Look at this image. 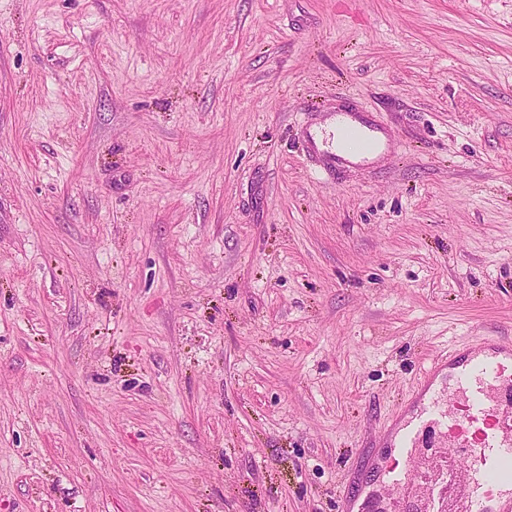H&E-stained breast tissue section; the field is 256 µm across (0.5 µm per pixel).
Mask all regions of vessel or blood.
Wrapping results in <instances>:
<instances>
[{
  "instance_id": "obj_1",
  "label": "vessel or blood",
  "mask_w": 512,
  "mask_h": 512,
  "mask_svg": "<svg viewBox=\"0 0 512 512\" xmlns=\"http://www.w3.org/2000/svg\"><path fill=\"white\" fill-rule=\"evenodd\" d=\"M331 122L330 132L314 125L305 130L309 148L326 173L373 164L375 157L390 150L391 136L372 113L340 112ZM510 358L511 337L479 336L465 350L438 356L425 370L428 382L416 398L418 425L396 441V448L403 459H410L421 426L446 425L455 430L465 455L477 462L472 469L452 470L440 452L426 456L424 465L432 475L429 512H512V494L502 501L495 498L498 486L512 485V411L498 408ZM440 373L448 380L444 393L432 385ZM447 397L459 399L465 414L446 409ZM392 485L403 512H412V474L396 476Z\"/></svg>"
}]
</instances>
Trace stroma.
<instances>
[{"mask_svg":"<svg viewBox=\"0 0 512 512\" xmlns=\"http://www.w3.org/2000/svg\"><path fill=\"white\" fill-rule=\"evenodd\" d=\"M342 106L392 148L331 179ZM486 335L512 0H0V512H369Z\"/></svg>","mask_w":512,"mask_h":512,"instance_id":"stroma-1","label":"stroma"}]
</instances>
